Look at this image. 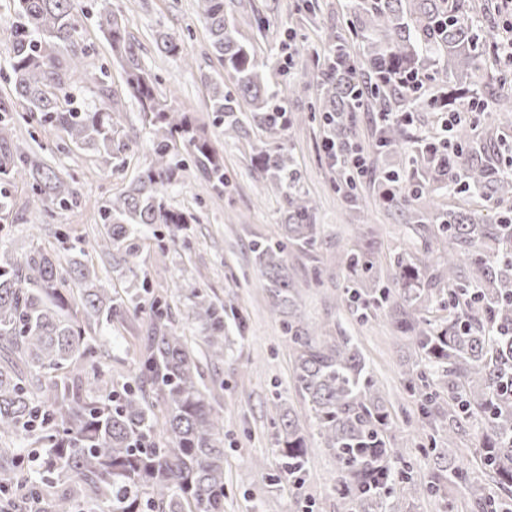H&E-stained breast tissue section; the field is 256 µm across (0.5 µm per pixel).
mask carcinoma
Segmentation results:
<instances>
[{
	"instance_id": "carcinoma-1",
	"label": "carcinoma",
	"mask_w": 512,
	"mask_h": 512,
	"mask_svg": "<svg viewBox=\"0 0 512 512\" xmlns=\"http://www.w3.org/2000/svg\"><path fill=\"white\" fill-rule=\"evenodd\" d=\"M10 69L13 96L38 124L64 133L76 148L112 166V143L121 112L112 106H72L71 94L85 78L76 52L75 0H15ZM205 18L220 72L208 80L210 111L226 133L249 136L257 125L270 142L254 153L256 169L280 191L281 236L256 241L255 263L267 282L269 313L278 319L293 353L296 388L308 421L339 468L337 494L344 512H386L395 489L433 495L462 482L482 512L507 504L472 483L462 463L441 456L433 480L415 482L405 450L394 447L393 422L376 381L353 337L299 312L288 271L290 245L312 248L319 237L316 201L303 188L302 173L281 142L288 126L285 104L275 100L268 67L240 41L224 13V0H196ZM353 26L364 66L352 48L328 36V54L314 70L312 112L344 144L354 113H379L377 146L387 153L408 139L405 120L393 117V101L407 109L439 108L459 115L450 134L449 158L422 146L409 170L383 172L380 202L404 224L439 221L448 237L440 266L429 255L394 258L385 279L368 281L363 251L342 264L352 284L349 302L366 295L388 312L390 324L409 338L418 361L409 372L412 392L425 413L448 434V447L467 425L482 431L481 458L501 490L512 487V176L506 147L474 140L466 114L483 106L477 93L459 87L446 97L425 98L422 85L481 72L487 36L472 22L468 0H354ZM98 22L125 87L152 133L151 162L127 190L105 201L101 239L85 241L78 255L96 250L136 273L137 251L124 244L143 225L164 228L176 239L196 217L170 204L168 188L187 169L186 152L205 188L224 190V156L192 113L170 107L157 92V78L143 64L136 43L110 0H100ZM160 53L190 65L182 39L161 34ZM491 90L512 103V70L501 68ZM11 122L0 117V182L21 183L39 208L65 207L77 199L76 180L11 139ZM466 194L497 206L490 222L472 210H435L430 192ZM79 286L66 287V278ZM188 300L205 332L211 362L224 361V304L202 288ZM149 305L137 371L114 382L98 371L112 325ZM448 316L431 319L433 306ZM166 298L145 288L119 291L99 278L89 261L65 269L45 248L24 259L0 254V512H224V414L215 407L196 350L169 316ZM104 331L91 336L88 329ZM448 395V410L437 400ZM279 474L274 481L300 483L312 445L298 415L285 409L277 423Z\"/></svg>"
}]
</instances>
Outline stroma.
I'll return each instance as SVG.
<instances>
[{
	"mask_svg": "<svg viewBox=\"0 0 512 512\" xmlns=\"http://www.w3.org/2000/svg\"><path fill=\"white\" fill-rule=\"evenodd\" d=\"M318 3L320 8L313 14L305 0H229L226 9L238 38L252 45L269 65L272 87L288 106L284 143L296 159L305 189L318 204V246L310 252H288V267L299 289V309L310 321L339 325L358 343L397 424L396 444L405 448L414 480L424 483L432 479L438 459L430 420L408 389L406 371L415 359L414 349L383 313L361 320L342 308L346 273L340 259L345 251L366 249L373 273L383 274L398 252L418 254L427 249L436 258L447 249L448 240L436 225L418 229L397 222L378 201L374 184L380 170L406 166L417 153L419 139L439 134V115L427 108L413 113L407 127L411 139L404 153L381 154L376 149L377 113H356L353 143L369 174L360 180L356 201H347L322 148L320 119L309 107L316 97L312 70L326 35L333 33L349 42L356 35L349 0ZM112 9L123 16L144 63L158 77L160 94L175 109L192 112L224 153L227 184L223 194L202 190L198 173L191 169L181 184L168 191L173 205L197 217L185 238L167 243L162 250L150 229H142L137 239L140 276L146 277L153 291L167 296L173 323L186 336L197 341L203 336L188 299L190 289H206L232 309L226 319L231 355L205 368L206 380L218 382L212 395L224 411V512H297L303 500L311 512H341L335 491L336 462L321 446L313 448L301 489L271 483L278 472L274 434L280 409L287 406L299 412L303 404L294 385L292 353L279 321L268 312L267 283L251 252L254 241L277 236L283 205L279 191L250 162L251 145L263 133L253 130L246 140L225 135L223 125L210 112L204 78L218 65L195 0H112ZM76 20L78 48L84 53L90 79L74 90L73 100L78 105L97 104L93 77L100 70L108 71L123 113L119 138L129 145V157L125 165L104 167L93 154L66 144L63 134L38 133L29 124L16 123L15 143L38 153L60 173L74 176L79 189L76 204L39 211L28 203V187H10L12 205L9 211H0V253L17 258L37 247L58 248L62 233L71 243L97 236L102 204L150 161L151 131L142 122L137 101L125 90L120 68L112 62L96 8L79 6ZM160 30L184 40L192 55L190 65L157 50L155 37ZM149 317L144 310L113 328L117 340L109 356L101 359V371L111 372L117 380L134 372L138 338ZM481 437L477 428H467L455 443V454L470 480L491 488L494 479L479 455ZM259 459L264 460V468L256 467ZM387 512H479V508L460 484L420 499L394 493Z\"/></svg>",
	"mask_w": 512,
	"mask_h": 512,
	"instance_id": "stroma-1",
	"label": "stroma"
}]
</instances>
